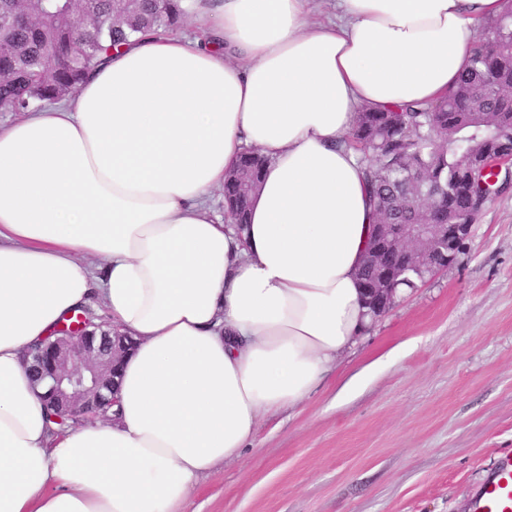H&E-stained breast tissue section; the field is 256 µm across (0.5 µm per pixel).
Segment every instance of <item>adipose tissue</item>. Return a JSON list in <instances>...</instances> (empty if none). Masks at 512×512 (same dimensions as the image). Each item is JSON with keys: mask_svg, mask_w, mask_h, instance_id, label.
<instances>
[{"mask_svg": "<svg viewBox=\"0 0 512 512\" xmlns=\"http://www.w3.org/2000/svg\"><path fill=\"white\" fill-rule=\"evenodd\" d=\"M67 100L0 124V512H180L369 325L365 106L442 98L505 0H186ZM268 159L244 231L211 204ZM136 342L119 415L63 428L24 363L81 307Z\"/></svg>", "mask_w": 512, "mask_h": 512, "instance_id": "ef3b65f1", "label": "adipose tissue"}]
</instances>
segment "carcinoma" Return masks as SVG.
I'll return each mask as SVG.
<instances>
[{
  "label": "carcinoma",
  "instance_id": "obj_1",
  "mask_svg": "<svg viewBox=\"0 0 512 512\" xmlns=\"http://www.w3.org/2000/svg\"><path fill=\"white\" fill-rule=\"evenodd\" d=\"M184 0H0V109L26 112L69 97L100 54L138 32H167L184 20ZM470 66L435 103L358 113L345 143L361 153L378 224H446L474 219L482 201L463 194L492 176L472 163L477 125L506 120L512 132V0L485 22ZM267 159L248 149L224 182V212L245 224Z\"/></svg>",
  "mask_w": 512,
  "mask_h": 512
}]
</instances>
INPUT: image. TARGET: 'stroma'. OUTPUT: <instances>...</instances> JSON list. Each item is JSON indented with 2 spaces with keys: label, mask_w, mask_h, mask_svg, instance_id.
<instances>
[{
  "label": "stroma",
  "mask_w": 512,
  "mask_h": 512,
  "mask_svg": "<svg viewBox=\"0 0 512 512\" xmlns=\"http://www.w3.org/2000/svg\"><path fill=\"white\" fill-rule=\"evenodd\" d=\"M512 451V178L455 262L399 295L321 388L264 417L183 512H470Z\"/></svg>",
  "instance_id": "obj_1"
}]
</instances>
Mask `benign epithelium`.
Returning <instances> with one entry per match:
<instances>
[{"label":"benign epithelium","mask_w":512,"mask_h":512,"mask_svg":"<svg viewBox=\"0 0 512 512\" xmlns=\"http://www.w3.org/2000/svg\"><path fill=\"white\" fill-rule=\"evenodd\" d=\"M473 224L458 219L448 224H379L362 268L372 279L366 301L375 315L384 314L395 302L391 288L394 274L387 253L395 250L405 266L434 273L453 263L472 232ZM132 349L128 336L108 322L96 324L86 314L79 322L59 328L56 339L27 351L26 365L49 378L47 404L62 423H80L104 417L112 408L114 367Z\"/></svg>","instance_id":"benign-epithelium-1"}]
</instances>
